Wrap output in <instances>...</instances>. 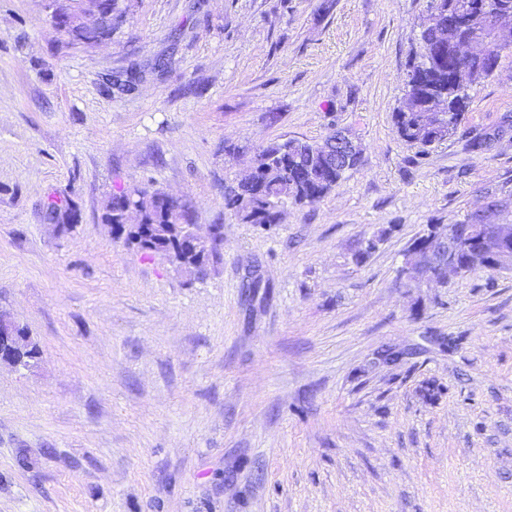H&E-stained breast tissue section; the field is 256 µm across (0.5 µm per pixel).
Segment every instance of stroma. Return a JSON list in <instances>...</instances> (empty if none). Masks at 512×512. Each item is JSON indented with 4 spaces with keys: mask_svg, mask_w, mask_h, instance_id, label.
<instances>
[{
    "mask_svg": "<svg viewBox=\"0 0 512 512\" xmlns=\"http://www.w3.org/2000/svg\"><path fill=\"white\" fill-rule=\"evenodd\" d=\"M429 2L120 0L88 47L0 0V315L41 351L0 368V512H512V270L398 278L426 225L512 224V51L448 139L397 133ZM339 129L326 197L266 233L225 208L257 148ZM129 184L223 225L204 275L112 239Z\"/></svg>",
    "mask_w": 512,
    "mask_h": 512,
    "instance_id": "stroma-1",
    "label": "stroma"
}]
</instances>
